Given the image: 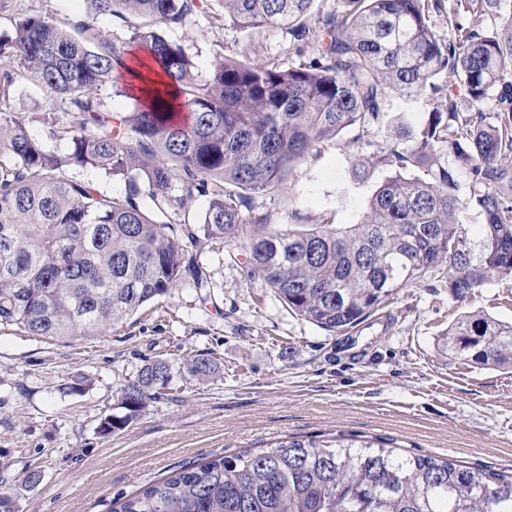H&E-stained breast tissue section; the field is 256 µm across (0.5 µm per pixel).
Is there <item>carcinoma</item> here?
<instances>
[{"label":"carcinoma","instance_id":"carcinoma-1","mask_svg":"<svg viewBox=\"0 0 512 512\" xmlns=\"http://www.w3.org/2000/svg\"><path fill=\"white\" fill-rule=\"evenodd\" d=\"M85 2L87 18L67 28L38 11L0 40L1 57L35 71L49 108L39 116L44 139L0 112V327L52 340L97 336L186 281L210 287L189 249L214 236L247 241L250 275L333 333L439 266L459 299L491 277L512 279V203L499 193L512 185V42L484 34V0H342V10L318 16L315 0H224L227 26L283 27L292 47L313 56L268 67L251 61L246 43L203 85L185 47L165 36L201 0ZM435 13L464 34L438 33ZM100 16L126 24L128 38L103 35L94 25ZM135 47L162 81L150 103L114 114L98 91L110 83L131 97L116 74L133 64ZM443 78L458 82L465 98L439 84ZM167 84L188 120H174ZM392 94L425 98L429 110L416 129L361 158V177L395 171L362 223L293 231L269 227L266 213H242L252 196L280 191L297 164L345 128L358 127L363 139L383 122ZM59 100L68 103L63 122L51 112ZM493 101L497 121L472 112ZM76 169L118 178L124 191L109 194L95 179L72 176ZM462 175L466 198L458 195ZM198 197L207 202L201 219L188 206ZM471 206L485 219L477 260L463 228ZM446 348L511 366L512 323L467 315L448 329ZM184 369L201 382L221 375L208 354ZM172 379L167 360L144 364L121 391L122 413L102 415L99 432L126 427L169 395ZM113 512H512V476L400 453L378 439L291 440L185 467Z\"/></svg>","mask_w":512,"mask_h":512}]
</instances>
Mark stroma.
Segmentation results:
<instances>
[{"label":"stroma","instance_id":"35a3bbf8","mask_svg":"<svg viewBox=\"0 0 512 512\" xmlns=\"http://www.w3.org/2000/svg\"><path fill=\"white\" fill-rule=\"evenodd\" d=\"M36 10L64 22L85 17L83 0H0V38ZM168 37L192 56L199 84L219 58L250 40L260 64L295 66L312 56L311 48L291 49L285 29L255 37L225 27L223 0H203ZM7 72L15 83L0 110L42 135L37 76L0 57V75ZM427 110L425 99L390 96L368 141L385 142L400 124L418 126ZM358 133L345 129L320 156L297 165L277 195L254 196L255 210L296 230L363 221L391 172L354 178ZM246 256L245 244L206 241L199 261L213 281L209 297L184 285L93 338L48 341L0 329V490L15 493L18 512H111L120 498L186 466L292 438H382L410 454L512 473V368L450 357L444 345L467 313L512 323V279H490L457 300L446 276L430 272L357 327L331 333L251 278ZM206 352L223 374L202 383L181 365ZM158 356L171 364L175 390L125 429L100 434L103 411ZM35 468L42 483L24 488Z\"/></svg>","mask_w":512,"mask_h":512}]
</instances>
